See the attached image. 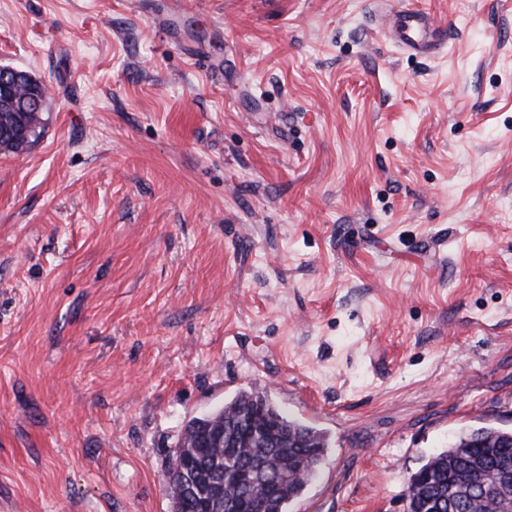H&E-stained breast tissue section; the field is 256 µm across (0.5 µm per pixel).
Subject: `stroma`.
<instances>
[{"instance_id": "1", "label": "stroma", "mask_w": 512, "mask_h": 512, "mask_svg": "<svg viewBox=\"0 0 512 512\" xmlns=\"http://www.w3.org/2000/svg\"><path fill=\"white\" fill-rule=\"evenodd\" d=\"M0 66L51 87L0 154V512H172L249 389L326 439L288 512L512 429V0H0ZM383 35L415 55L433 56L445 47L444 36L435 27L430 14L420 9H406L393 15Z\"/></svg>"}]
</instances>
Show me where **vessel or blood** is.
Segmentation results:
<instances>
[{"instance_id": "b4317fda", "label": "vessel or blood", "mask_w": 512, "mask_h": 512, "mask_svg": "<svg viewBox=\"0 0 512 512\" xmlns=\"http://www.w3.org/2000/svg\"><path fill=\"white\" fill-rule=\"evenodd\" d=\"M383 35L415 55L433 56L445 47V40L430 14L420 9H406L393 15Z\"/></svg>"}]
</instances>
